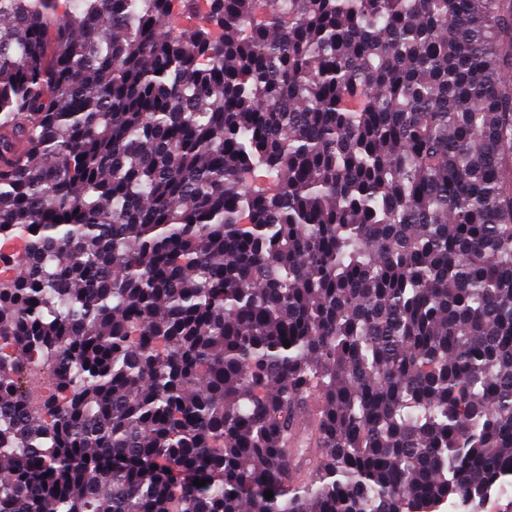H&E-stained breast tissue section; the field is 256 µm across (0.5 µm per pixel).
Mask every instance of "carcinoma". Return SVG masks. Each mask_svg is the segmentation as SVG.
I'll list each match as a JSON object with an SVG mask.
<instances>
[{
	"mask_svg": "<svg viewBox=\"0 0 512 512\" xmlns=\"http://www.w3.org/2000/svg\"><path fill=\"white\" fill-rule=\"evenodd\" d=\"M58 2L0 0V512L512 485V0Z\"/></svg>",
	"mask_w": 512,
	"mask_h": 512,
	"instance_id": "obj_1",
	"label": "carcinoma"
}]
</instances>
